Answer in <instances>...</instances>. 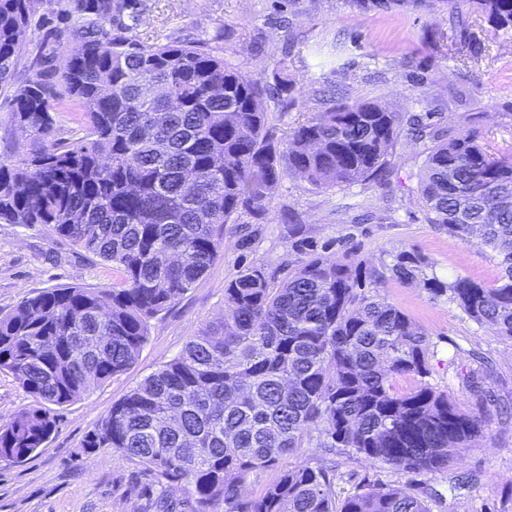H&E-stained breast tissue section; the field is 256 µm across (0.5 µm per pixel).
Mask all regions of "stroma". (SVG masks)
I'll list each match as a JSON object with an SVG mask.
<instances>
[{"label": "stroma", "mask_w": 512, "mask_h": 512, "mask_svg": "<svg viewBox=\"0 0 512 512\" xmlns=\"http://www.w3.org/2000/svg\"><path fill=\"white\" fill-rule=\"evenodd\" d=\"M133 34L147 43L200 42L261 81L287 69L295 88L266 102L277 133L307 114L371 101L397 112H430L444 133L476 132L499 149L512 147V35L491 38L474 11L466 30L454 27L446 0H396L389 8H355L351 0H130ZM68 0H38L11 83L0 84V161L26 157L30 136L13 121L14 92L37 76L56 74L80 43ZM424 143L397 141L387 185L356 184L317 193L287 176L270 210L242 216L255 230L241 246L237 225L224 228V250L208 272L153 321L136 362L82 400L58 408L56 429L30 459L0 463V512H155L151 478L123 452L82 449L85 436L143 377L166 364L206 324L224 315V284L250 264L280 271L297 257L292 226L339 251L350 239L377 259L413 249L438 276L492 284L490 252L467 246L429 224L418 203ZM112 265L89 257L42 226L0 223V313L50 288L119 282ZM381 293L430 335V383L486 421L485 435L459 451L451 473L408 476L356 455L336 458V495L379 485L442 493L433 512H512V341L470 321L447 297L388 282ZM464 487L449 493L451 476Z\"/></svg>", "instance_id": "obj_1"}]
</instances>
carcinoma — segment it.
I'll list each match as a JSON object with an SVG mask.
<instances>
[{"label":"carcinoma","mask_w":512,"mask_h":512,"mask_svg":"<svg viewBox=\"0 0 512 512\" xmlns=\"http://www.w3.org/2000/svg\"><path fill=\"white\" fill-rule=\"evenodd\" d=\"M35 0H0V84L10 81ZM491 36L512 30V0H448L455 26L471 4ZM81 49L47 81L15 92L14 121L41 145L0 162V221L40 224L121 273L111 288H52L0 315V372L36 406L0 424V459L20 463L56 428V409L127 371L151 320L216 261L224 225L265 212L282 178L327 192L379 183L399 135L430 140L418 196L429 223L497 260L487 286L444 280L421 254L337 256L309 240L277 278L262 265L224 285V318L112 405L82 448L120 450L164 493L192 487L190 512H432L441 495L377 486L336 499L334 463L284 470L258 497L246 480L303 448L344 452L407 476L443 473L483 434L480 417L428 382L431 340L380 294L418 285L480 326L512 340V151L469 132L442 139L430 115L370 102L316 112L277 138L263 99L291 90L288 71L262 84L199 44L145 45L118 22L126 0H69ZM116 22L114 30L106 23ZM78 113L85 135L55 138L53 114ZM399 377L414 385L395 388Z\"/></svg>","instance_id":"1"}]
</instances>
